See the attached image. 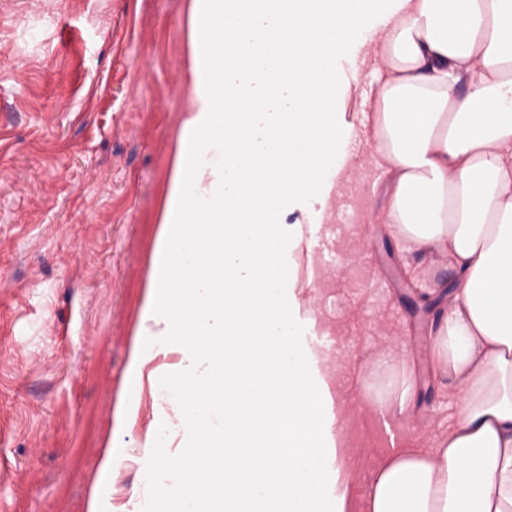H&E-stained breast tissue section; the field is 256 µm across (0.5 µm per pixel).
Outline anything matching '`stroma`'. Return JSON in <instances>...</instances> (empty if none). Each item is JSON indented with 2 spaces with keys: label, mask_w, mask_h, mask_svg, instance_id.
Instances as JSON below:
<instances>
[{
  "label": "stroma",
  "mask_w": 512,
  "mask_h": 512,
  "mask_svg": "<svg viewBox=\"0 0 512 512\" xmlns=\"http://www.w3.org/2000/svg\"><path fill=\"white\" fill-rule=\"evenodd\" d=\"M186 0H0V512H86L100 490L117 512L153 503L142 466L159 427L143 381L135 422L111 410L126 387L153 265L166 168L188 89ZM359 147L318 234V275L303 297L337 324L340 398L351 432L349 497L362 507L376 463L409 439L448 428L455 399L433 368L431 340L407 309L416 272L382 223L389 178ZM415 372L416 400L385 415L363 404L376 358ZM128 458L99 475L107 443Z\"/></svg>",
  "instance_id": "35a3bbf8"
}]
</instances>
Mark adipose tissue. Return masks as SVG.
I'll return each mask as SVG.
<instances>
[{
    "instance_id": "1",
    "label": "adipose tissue",
    "mask_w": 512,
    "mask_h": 512,
    "mask_svg": "<svg viewBox=\"0 0 512 512\" xmlns=\"http://www.w3.org/2000/svg\"><path fill=\"white\" fill-rule=\"evenodd\" d=\"M189 101L179 125L155 265L115 410L136 417L144 364L191 451L148 435L158 512H349L333 335L306 308L284 217L324 224L353 173L354 144L390 178L383 223L404 249L461 279L433 327L457 416L395 449L364 512H512V0H189ZM366 67L375 87L346 118ZM377 405L410 404L415 377L378 359Z\"/></svg>"
}]
</instances>
